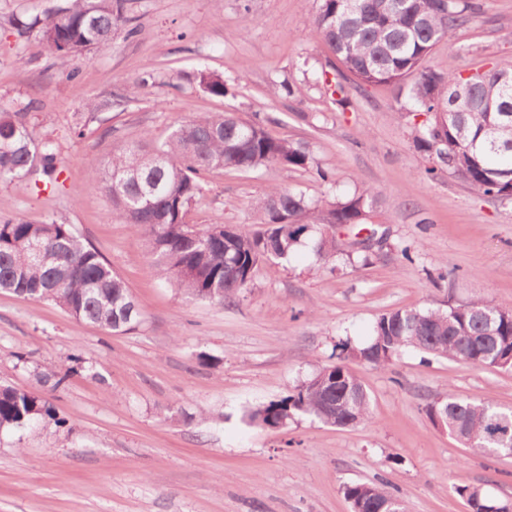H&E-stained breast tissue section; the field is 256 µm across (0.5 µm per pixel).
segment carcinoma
<instances>
[{
  "mask_svg": "<svg viewBox=\"0 0 512 512\" xmlns=\"http://www.w3.org/2000/svg\"><path fill=\"white\" fill-rule=\"evenodd\" d=\"M125 0H68L42 16L17 20L21 33L36 28L61 62L112 40L119 26L132 38L138 28L124 15ZM466 0H320L306 22L313 37L327 44L340 63L336 77L322 74L335 103H349L345 86H408L403 109L426 115L413 146L429 163L426 177L442 169L471 190L491 198H512V64L502 63L469 79L428 65L434 47L471 20ZM203 90L222 97L229 91L222 77L196 76ZM56 149L37 141L18 114L0 111V182L21 180L36 166L50 185L58 182ZM278 165L309 170L314 158L307 144L271 137L257 124L228 112L199 113L178 124L162 141L146 134L137 143L92 160L88 173L112 201V218L144 228L150 269L188 297L224 302L235 297L266 262L286 261L306 239L322 261L344 251L342 228L365 224L380 204V192L366 189L334 202H310L305 196L273 187L254 210L258 230L225 224L198 227L185 221L205 193L204 174L213 169L253 172ZM36 243L51 255L43 264L30 250ZM0 290L29 300H48L79 322L111 335H124L141 323L142 312L112 265L68 224L0 219ZM342 353L385 367L408 350L447 357L480 367L512 369V308L473 299L448 309L398 308L378 316L368 345L343 343ZM345 357L320 368L287 395L245 414L270 429L293 416L311 414L337 427L370 418V397ZM448 433L466 448L485 454L512 448V408L469 401L448 392L426 405ZM52 410L34 393L0 385V430L22 427ZM358 512H387L398 496L376 482L343 487ZM471 512H512L478 488L464 487Z\"/></svg>",
  "mask_w": 512,
  "mask_h": 512,
  "instance_id": "1",
  "label": "carcinoma"
}]
</instances>
